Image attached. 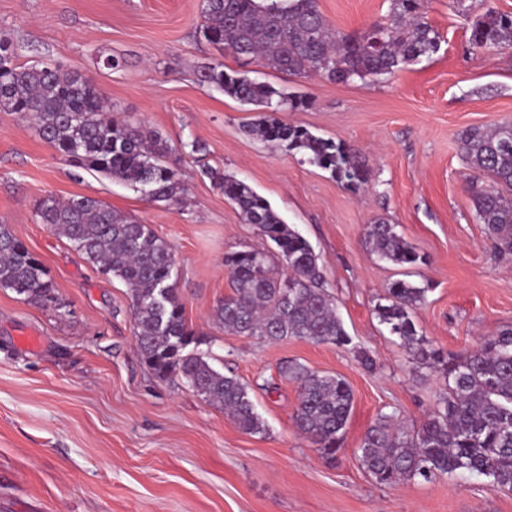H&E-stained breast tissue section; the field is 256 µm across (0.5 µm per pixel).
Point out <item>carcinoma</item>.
<instances>
[{
    "label": "carcinoma",
    "instance_id": "carcinoma-1",
    "mask_svg": "<svg viewBox=\"0 0 512 512\" xmlns=\"http://www.w3.org/2000/svg\"><path fill=\"white\" fill-rule=\"evenodd\" d=\"M470 22V42L486 54L512 49V13L492 0H452ZM200 33L221 52L242 61L261 60L289 75H318L334 83L357 79L383 82L438 51L439 32L428 22L423 0H390L385 19L355 35L333 30L317 0H204ZM202 81L243 105L258 118L247 133L305 159L357 191L368 182L351 150L341 142L285 123L277 112L305 107L267 82L225 70L215 60ZM0 112L33 121L40 136L74 166L141 188L155 201H176L185 187L179 171L165 161L169 147L142 126L108 114L106 96L90 79L48 66H22L0 40ZM460 155L476 173L470 185L479 223L494 248L512 253V120L472 126L460 137ZM209 178L235 204L248 224L270 240L283 268L264 250L224 256L233 294L215 310L224 331L269 341L301 338L347 347L352 339L325 291V274L310 243L286 224L244 181L217 170ZM36 216L64 235L84 260L128 288L133 335L142 362L162 382L190 387L224 408L249 434L265 432L247 385L210 363L200 349L206 339L188 324L173 277L176 254L153 229L89 197L61 200L47 195ZM365 243L380 262L400 267L421 260L396 225L378 221L365 228ZM0 288L42 307H63L42 262L0 224ZM426 290L399 279L375 305L379 322L417 362L446 381L437 408L417 427L400 413L382 412L358 448L361 464L383 484L437 475H483L512 488V329L489 336L471 351L445 352L425 344L414 322ZM281 373L299 383L293 421L318 450L334 459L343 450L344 428L353 395L339 376L289 362Z\"/></svg>",
    "mask_w": 512,
    "mask_h": 512
}]
</instances>
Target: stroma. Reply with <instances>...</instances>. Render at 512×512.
<instances>
[{
  "mask_svg": "<svg viewBox=\"0 0 512 512\" xmlns=\"http://www.w3.org/2000/svg\"><path fill=\"white\" fill-rule=\"evenodd\" d=\"M318 7L347 34L383 19L390 0ZM425 12L441 37L437 53L384 82L343 84L218 55L200 32L203 0H0V39L17 62L90 78L114 113L167 142L185 187L179 201H152L70 166L29 121L0 112V224L42 261L64 301L53 311L0 288V512H512V489L486 477L387 485L358 460L379 413L395 409L419 425L444 388L375 315L392 281L426 288L415 321L434 347L470 349L512 327V255L495 251L476 220L474 174L459 153L467 128L512 119V50L472 49L450 0H425ZM112 56L120 68L107 66ZM218 57L303 96L306 107L280 120L356 151L369 173L364 190L249 135L253 112L200 80ZM194 141L201 151L191 152ZM210 169L244 180L311 243L351 346L266 342L215 323L231 292L225 254L260 239ZM47 195L98 199L173 245L186 319L207 334L213 366L248 386L264 433L243 432L187 386L150 374L126 286L39 223L35 205ZM378 219L395 224L423 263L378 262L364 240ZM290 361L352 390L336 459L294 425L298 385L279 373Z\"/></svg>",
  "mask_w": 512,
  "mask_h": 512,
  "instance_id": "35a3bbf8",
  "label": "stroma"
}]
</instances>
